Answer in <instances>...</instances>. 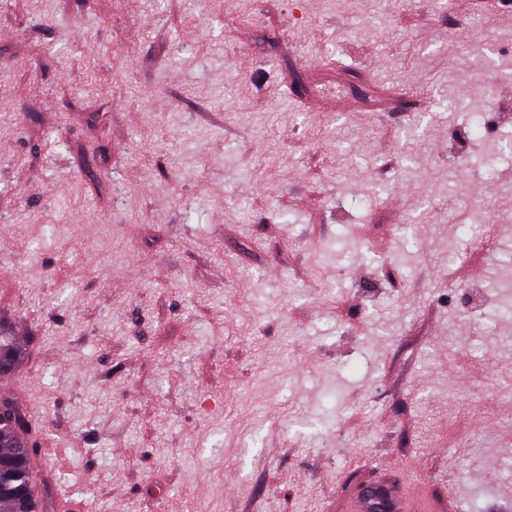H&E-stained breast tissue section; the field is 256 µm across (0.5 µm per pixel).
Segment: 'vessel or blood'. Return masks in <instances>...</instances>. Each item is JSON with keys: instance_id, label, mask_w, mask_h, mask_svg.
Returning <instances> with one entry per match:
<instances>
[{"instance_id": "1", "label": "vessel or blood", "mask_w": 512, "mask_h": 512, "mask_svg": "<svg viewBox=\"0 0 512 512\" xmlns=\"http://www.w3.org/2000/svg\"><path fill=\"white\" fill-rule=\"evenodd\" d=\"M384 512H440V504L422 493H408L389 483H373L353 487L339 498L338 512H373L375 506Z\"/></svg>"}]
</instances>
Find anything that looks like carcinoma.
Listing matches in <instances>:
<instances>
[{
	"label": "carcinoma",
	"instance_id": "obj_1",
	"mask_svg": "<svg viewBox=\"0 0 512 512\" xmlns=\"http://www.w3.org/2000/svg\"><path fill=\"white\" fill-rule=\"evenodd\" d=\"M0 356L16 369L24 353L16 345L7 320L0 319ZM32 419L14 395L0 394V512H46L30 474Z\"/></svg>",
	"mask_w": 512,
	"mask_h": 512
}]
</instances>
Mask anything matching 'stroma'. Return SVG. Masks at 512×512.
<instances>
[{
    "label": "stroma",
    "mask_w": 512,
    "mask_h": 512,
    "mask_svg": "<svg viewBox=\"0 0 512 512\" xmlns=\"http://www.w3.org/2000/svg\"><path fill=\"white\" fill-rule=\"evenodd\" d=\"M508 299L512 7L0 0V390L53 497L336 512L413 459L512 512ZM1 355L10 363L8 371L16 369L24 358V353L15 343L10 324L3 318L0 319V357Z\"/></svg>",
    "instance_id": "stroma-1"
}]
</instances>
